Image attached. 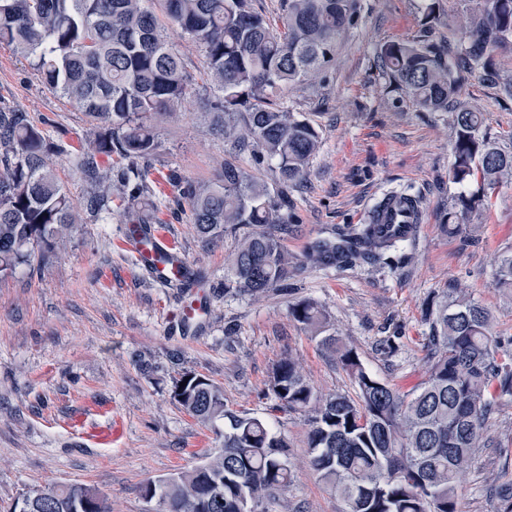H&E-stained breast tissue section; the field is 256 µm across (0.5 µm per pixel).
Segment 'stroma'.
<instances>
[{
    "instance_id": "obj_1",
    "label": "stroma",
    "mask_w": 512,
    "mask_h": 512,
    "mask_svg": "<svg viewBox=\"0 0 512 512\" xmlns=\"http://www.w3.org/2000/svg\"><path fill=\"white\" fill-rule=\"evenodd\" d=\"M430 0H358L359 19L320 77L281 98L285 110L312 117L321 147L305 178L282 188L274 161L255 147L225 139L213 108L219 93L203 68L198 43L168 29L169 41L192 79V89L157 125L158 147L144 159L100 158L101 169H137L149 223L158 225L202 281L205 307L197 336L172 337L169 322L187 295L141 274L120 246L130 201L112 193V216L93 220L91 190L72 167L75 150L97 122L48 89L29 60L0 44V107L47 122L64 153L55 170L70 194L76 226L56 239L54 255L37 268L0 277V506L26 491L82 483L107 494L112 512H151L141 494L147 481L192 468L218 447L172 397L187 371L224 391L226 406L280 427L288 436L292 483L288 512H341L343 505L308 465L304 414L276 410L267 391L274 365L292 357L323 393L355 395L340 365L288 314L309 300L332 332L353 346L381 381L410 390L424 377L427 302L453 288L485 306L492 331L512 348V297L495 286L500 255L512 249V182L495 188L490 204L466 220L465 236L444 225L459 192L449 176L452 142L445 112H427L390 83L377 66L382 47L419 37ZM479 0H440L434 41L455 46L459 24ZM512 40L494 52L492 70L475 73L461 89L463 106L482 112L483 130L512 151ZM234 163L271 193L287 191L279 231L293 260L308 245L347 224L365 223L369 210L397 191L417 198L423 221L405 262L392 270L309 267L261 297L225 292L224 268L239 235L207 243L197 234L184 183L214 180ZM182 183H174L171 173ZM491 448L479 449L463 477L460 512H512V400H502L487 429Z\"/></svg>"
}]
</instances>
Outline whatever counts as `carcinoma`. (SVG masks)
<instances>
[{"label":"carcinoma","instance_id":"1","mask_svg":"<svg viewBox=\"0 0 512 512\" xmlns=\"http://www.w3.org/2000/svg\"><path fill=\"white\" fill-rule=\"evenodd\" d=\"M162 5L161 18L143 0H0V43L29 59L47 88L101 121L76 155V168L93 186L87 210L112 213V172H102L98 158L152 154L156 119L190 90L167 41V24L201 46L207 75L221 92L216 110L224 113V137L241 147L252 140L277 161L283 184L301 181L319 148V126L284 110L276 98L328 68L339 39L357 24V0H284L280 30L248 0ZM460 32L452 63L448 48L428 39L427 27L420 39L390 43L378 57L383 75L419 108L453 114L452 180L481 186L448 210L447 229L454 235L466 229L456 223L459 214L480 212L488 191L512 179V152L482 132V113L458 103L465 77L490 68L495 48L512 37V0H483ZM57 148L25 113L0 107L1 277L46 261L52 240L75 224L71 198L50 164ZM188 196L205 242L245 229L229 259L224 291L258 297L304 268L284 251L275 234L284 218L255 177L226 162L217 181L190 186ZM402 243L369 221L314 243L305 263L394 266ZM496 286L512 290L511 251L500 260ZM289 315L319 339L357 388L355 399L323 394L290 357L276 364L268 388L278 408L308 414L310 465L342 501V512H458L459 478L476 450L491 445L487 422L498 401L512 397V352L492 334L488 309L460 291L425 309L427 374L405 393L368 372L356 349L328 333L315 304L299 301ZM172 395L201 423L224 422L220 447L187 471L146 483L145 499L162 501L164 512H268L270 502L288 509L284 434L227 408L222 389L192 371L175 382ZM107 501L82 483L52 485L27 493L9 512L23 505L30 512H110Z\"/></svg>","mask_w":512,"mask_h":512}]
</instances>
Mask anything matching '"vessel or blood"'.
<instances>
[{
  "label": "vessel or blood",
  "instance_id": "1",
  "mask_svg": "<svg viewBox=\"0 0 512 512\" xmlns=\"http://www.w3.org/2000/svg\"><path fill=\"white\" fill-rule=\"evenodd\" d=\"M373 221L388 225L393 234L402 239L412 237L420 221L415 203L404 196L385 197L373 213ZM122 248L133 254L140 271L166 288H190L194 282L188 275L189 264L181 252L152 224L143 225L134 235L124 237ZM202 308L197 304L184 306L178 319L177 331L189 336L202 322Z\"/></svg>",
  "mask_w": 512,
  "mask_h": 512
}]
</instances>
